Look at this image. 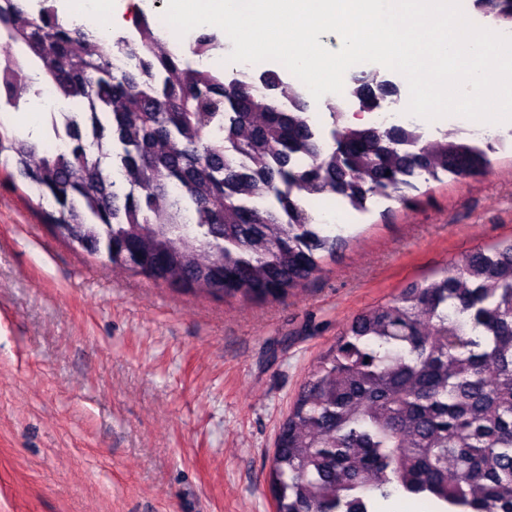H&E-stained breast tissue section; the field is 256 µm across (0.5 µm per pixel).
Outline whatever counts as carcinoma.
<instances>
[{
  "label": "carcinoma",
  "mask_w": 512,
  "mask_h": 512,
  "mask_svg": "<svg viewBox=\"0 0 512 512\" xmlns=\"http://www.w3.org/2000/svg\"><path fill=\"white\" fill-rule=\"evenodd\" d=\"M0 0V112L19 108L33 75L82 111L46 149L0 118L12 178L53 202L45 221L80 250L189 294L279 300L319 278L346 243L318 224L308 195L356 208L406 198L414 179L477 173L485 150L420 127L342 125L366 142L351 161L326 149L308 113L259 82L200 70L142 18L137 64L119 73L55 0ZM512 24V0H473ZM276 512H376L405 493L431 512H512V238L410 281L355 315L279 423L268 475Z\"/></svg>",
  "instance_id": "carcinoma-1"
}]
</instances>
